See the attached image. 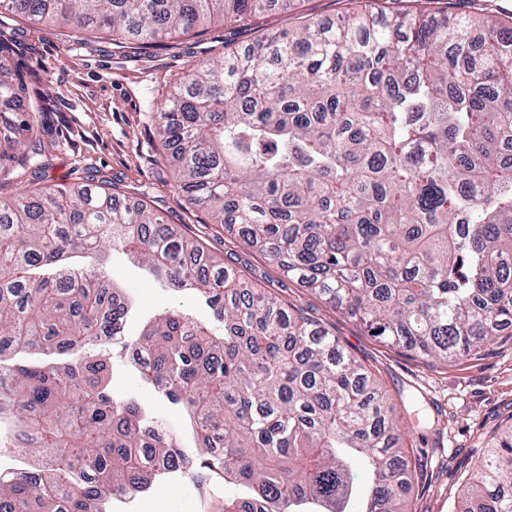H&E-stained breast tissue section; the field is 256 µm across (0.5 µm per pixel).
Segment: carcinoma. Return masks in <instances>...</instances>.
I'll return each instance as SVG.
<instances>
[{"label":"carcinoma","mask_w":512,"mask_h":512,"mask_svg":"<svg viewBox=\"0 0 512 512\" xmlns=\"http://www.w3.org/2000/svg\"><path fill=\"white\" fill-rule=\"evenodd\" d=\"M274 0H0L41 24L154 41L245 23ZM0 80V161L37 174L43 108ZM188 204L288 276L426 361L512 328V27L380 0L194 64L151 108ZM92 178L0 200V512H107L174 476L224 483V512H405L412 460L371 372L317 324L216 264L146 203ZM207 307L133 338L108 252ZM134 369L193 422L194 451L140 401ZM370 477L358 486L353 464ZM454 512H512V430L468 469Z\"/></svg>","instance_id":"1"}]
</instances>
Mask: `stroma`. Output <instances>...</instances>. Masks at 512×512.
<instances>
[{"instance_id": "stroma-1", "label": "stroma", "mask_w": 512, "mask_h": 512, "mask_svg": "<svg viewBox=\"0 0 512 512\" xmlns=\"http://www.w3.org/2000/svg\"><path fill=\"white\" fill-rule=\"evenodd\" d=\"M349 7L348 0H276L247 25L222 23L198 35H170L152 44L101 31L78 39L68 28L50 30L4 14L0 40L10 47L9 69L22 79L24 101L44 108L35 134L45 147L46 167L33 186L53 189L90 175L119 190L125 203L147 202L166 223L180 225L202 242L218 262L237 268L254 286L272 291L286 308L335 336L380 381L388 404L404 423V447L421 457L407 512H450L460 471L512 425V336L448 364L423 362L371 336L237 235L206 223L176 189L169 152L146 110L147 102H161L193 64L223 55L225 46H246L263 33L294 26L305 13L332 22ZM112 276L135 298L127 335H136L142 320L159 310L174 305L195 309L190 297L149 280L123 255H113ZM114 387L148 405L174 435H188V419L156 396L134 369L117 370ZM112 509L223 512L224 486L214 484L202 494L189 481L177 480L114 502Z\"/></svg>"}]
</instances>
